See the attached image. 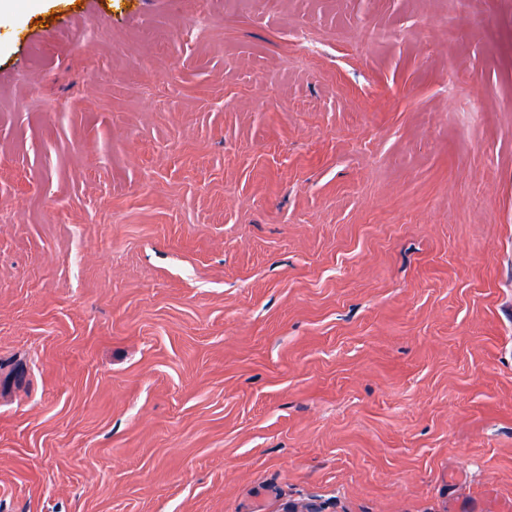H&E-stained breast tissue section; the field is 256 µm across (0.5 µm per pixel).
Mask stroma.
<instances>
[{
	"instance_id": "35a3bbf8",
	"label": "stroma",
	"mask_w": 512,
	"mask_h": 512,
	"mask_svg": "<svg viewBox=\"0 0 512 512\" xmlns=\"http://www.w3.org/2000/svg\"><path fill=\"white\" fill-rule=\"evenodd\" d=\"M512 512V0H0V512Z\"/></svg>"
}]
</instances>
